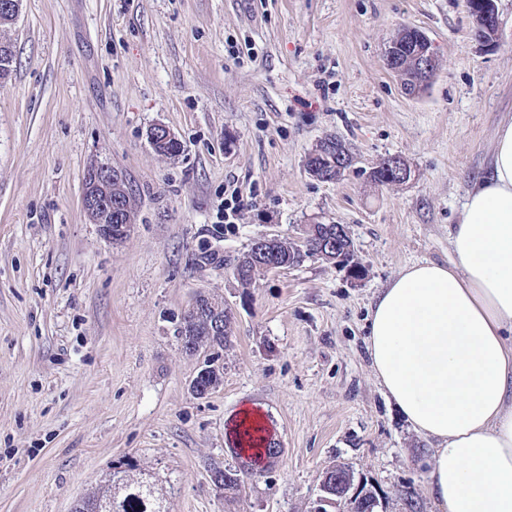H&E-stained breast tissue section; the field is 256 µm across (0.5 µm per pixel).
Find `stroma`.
<instances>
[{"instance_id":"35a3bbf8","label":"stroma","mask_w":512,"mask_h":512,"mask_svg":"<svg viewBox=\"0 0 512 512\" xmlns=\"http://www.w3.org/2000/svg\"><path fill=\"white\" fill-rule=\"evenodd\" d=\"M496 7L489 51L464 0H22L0 26L15 50L0 84V512H71L122 463L175 483L171 512H311L336 464L378 512H407L408 488L436 512L432 444L386 400L367 315L405 266L453 259L449 233L512 117V0ZM405 25L440 63L416 98L383 58ZM157 124L177 157L149 145ZM331 134L354 164L322 182L305 161ZM389 156L412 175L376 185ZM93 164L133 193L117 244L82 207ZM315 223L346 226L360 274L310 258L234 278L255 238ZM211 247L223 265L200 262ZM200 294L233 316L204 398L176 336ZM245 402L283 453L226 496L207 465L234 464L225 425Z\"/></svg>"}]
</instances>
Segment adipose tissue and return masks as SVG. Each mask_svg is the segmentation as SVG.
<instances>
[{
	"instance_id": "adipose-tissue-1",
	"label": "adipose tissue",
	"mask_w": 512,
	"mask_h": 512,
	"mask_svg": "<svg viewBox=\"0 0 512 512\" xmlns=\"http://www.w3.org/2000/svg\"><path fill=\"white\" fill-rule=\"evenodd\" d=\"M450 245L453 263L411 265L379 291L367 350L386 398L436 443L440 512H512V120Z\"/></svg>"
}]
</instances>
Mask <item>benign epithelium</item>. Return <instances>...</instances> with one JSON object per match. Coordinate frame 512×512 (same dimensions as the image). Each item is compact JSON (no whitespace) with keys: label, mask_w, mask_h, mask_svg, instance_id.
<instances>
[{"label":"benign epithelium","mask_w":512,"mask_h":512,"mask_svg":"<svg viewBox=\"0 0 512 512\" xmlns=\"http://www.w3.org/2000/svg\"><path fill=\"white\" fill-rule=\"evenodd\" d=\"M471 9L472 12L469 13V16L474 27L488 37V40L482 39L480 43L489 50L494 49L499 32V17L495 0H472ZM418 59L421 78L415 85L405 90L409 96L421 95L422 88L433 80V75L438 72L439 68L438 59L432 50H422L418 53ZM147 138L156 152L163 151L169 156L176 154L180 145L176 135L164 125H155L150 128ZM121 181H123V175L120 171L107 165L98 166L86 174L82 197V207L87 216L92 223L98 225L101 235L114 243L124 240L132 227L128 210L121 205L120 201L113 200L112 196L111 184ZM278 241L279 237L276 235H265L257 239L255 243V246L259 247V252L268 260L264 268L269 272L281 268V265L274 260ZM205 301L206 296H196L189 311L182 318L179 340L181 348L185 352H192L195 349L193 333L190 328L205 309ZM189 389L198 397H204L211 392L209 367L203 363L199 365L196 376L189 383ZM354 481L355 476L350 474L342 482L350 487L354 485ZM342 482L331 477L330 473H325L320 485L322 495L319 497V502L341 504L344 500V494L340 489Z\"/></svg>","instance_id":"1"}]
</instances>
